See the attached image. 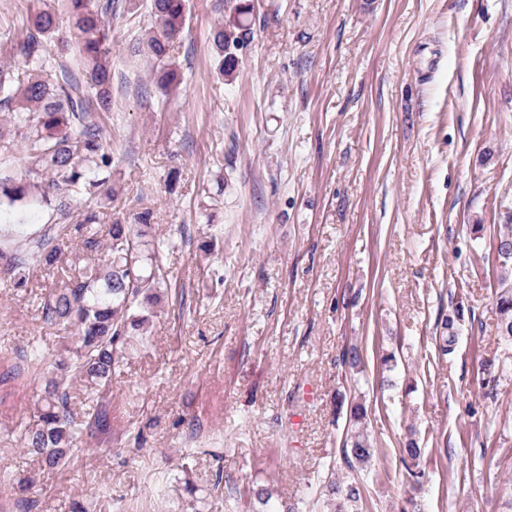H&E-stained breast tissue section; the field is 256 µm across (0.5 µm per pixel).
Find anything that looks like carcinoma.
<instances>
[{
    "mask_svg": "<svg viewBox=\"0 0 512 512\" xmlns=\"http://www.w3.org/2000/svg\"><path fill=\"white\" fill-rule=\"evenodd\" d=\"M68 5L77 30L72 53L79 58L78 66L64 59L59 18L46 0H29L26 10L15 16L0 15V47L18 57L13 65H0V112L9 115L26 159L23 170H16L14 141L0 139V184H14L7 195L11 205L48 203L50 191L62 190L64 194L55 197V208L63 212L77 195H98L108 201L114 196L113 152L92 112L112 109L108 32L125 4L68 0ZM252 11L253 6L240 3L213 31L217 74L227 81L235 72L237 52L250 39ZM150 18L151 26L144 30L137 49L153 60L159 89L172 92L180 85L174 40L186 25L185 0H150ZM17 28L25 32L18 42L12 40ZM42 172L51 177L46 187L35 180ZM100 226L99 215L90 211L73 224L48 227L24 255L0 249V259L21 288L29 285L32 267L55 272L60 279V287L49 291L40 307L43 320L64 336L55 357L36 353L29 359L27 367L42 393L37 423L21 437V447L39 456L50 470L69 461L79 427L91 433L108 425L105 397L112 372L133 333L149 323V311L167 287L166 245L148 234L150 213H138L130 224L117 219L104 235ZM76 239L87 251L102 256H74ZM496 310L499 332L512 340V286L497 293ZM456 341L454 320L448 318L439 336V351L453 353ZM75 383L85 388L81 412L75 407ZM367 417L365 405L351 407L349 446L342 449V462L349 470L368 466L375 454ZM403 454L409 460L407 474L420 482L424 472L415 466L421 448L410 441ZM329 492L331 512H351L362 495L357 482L340 479L330 481Z\"/></svg>",
    "mask_w": 512,
    "mask_h": 512,
    "instance_id": "cac0c4a2",
    "label": "carcinoma"
}]
</instances>
